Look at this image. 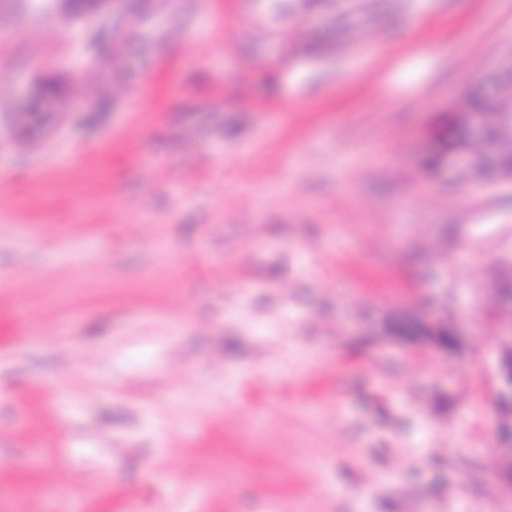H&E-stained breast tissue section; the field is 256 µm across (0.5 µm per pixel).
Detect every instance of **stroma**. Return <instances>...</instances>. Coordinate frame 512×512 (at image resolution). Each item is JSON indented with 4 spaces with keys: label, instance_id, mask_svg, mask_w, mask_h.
<instances>
[{
    "label": "stroma",
    "instance_id": "35a3bbf8",
    "mask_svg": "<svg viewBox=\"0 0 512 512\" xmlns=\"http://www.w3.org/2000/svg\"><path fill=\"white\" fill-rule=\"evenodd\" d=\"M61 2L0 0V512H512V180L423 165L512 0ZM510 344L505 346L498 358V372L501 381L499 391L503 403L512 406V336H507Z\"/></svg>",
    "mask_w": 512,
    "mask_h": 512
}]
</instances>
